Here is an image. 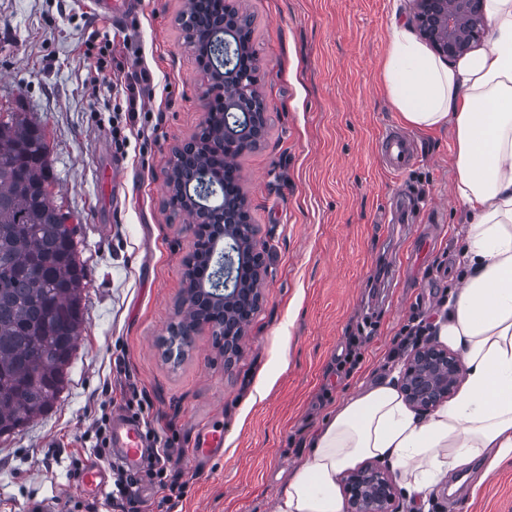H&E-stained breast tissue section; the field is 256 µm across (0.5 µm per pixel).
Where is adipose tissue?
Listing matches in <instances>:
<instances>
[{
    "label": "adipose tissue",
    "instance_id": "obj_1",
    "mask_svg": "<svg viewBox=\"0 0 512 512\" xmlns=\"http://www.w3.org/2000/svg\"><path fill=\"white\" fill-rule=\"evenodd\" d=\"M484 11L487 47L455 65L391 22L382 74L407 123L455 130L453 191L469 210L464 274L435 333L462 356L461 390L425 415L388 378L348 397L311 438L273 512H345L337 478L366 459L399 469L413 500L476 458L490 472L512 459V0H484Z\"/></svg>",
    "mask_w": 512,
    "mask_h": 512
}]
</instances>
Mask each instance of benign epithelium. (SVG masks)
Here are the masks:
<instances>
[{
  "instance_id": "7a95c632",
  "label": "benign epithelium",
  "mask_w": 512,
  "mask_h": 512,
  "mask_svg": "<svg viewBox=\"0 0 512 512\" xmlns=\"http://www.w3.org/2000/svg\"><path fill=\"white\" fill-rule=\"evenodd\" d=\"M237 0H224L221 38L224 55L213 56L206 42L210 36H198L186 30V39L208 75L203 94V121L224 112V125L217 134L224 139V152L238 157L259 145L265 125L267 103L262 111L249 112L246 106L258 96L259 71L251 67L254 54L251 36L247 35L248 16L236 6ZM483 0H410V21L430 48L444 60L456 61L478 47L486 34L488 20ZM235 52L245 59L248 70L231 68L227 57ZM171 192L194 210L216 195L208 179L199 187L171 182ZM236 200L226 206L230 215L226 224H193L190 226L194 249L186 261L191 267L206 243L212 248L206 255V270L198 280L212 281V298L224 315V347L240 349L248 322L240 321L250 309H258L262 299L264 277L268 273L265 251L259 244L257 229L250 224L248 203L242 187L236 188ZM216 330L213 320L199 318L180 333V344L186 345L197 330ZM461 374L458 356L433 342L416 347L409 354L399 384L405 400L417 411L426 413L450 400L456 393ZM346 512H395L397 488L382 469L366 467L348 474L345 481Z\"/></svg>"
}]
</instances>
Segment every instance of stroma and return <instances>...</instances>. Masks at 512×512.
<instances>
[{"label":"stroma","mask_w":512,"mask_h":512,"mask_svg":"<svg viewBox=\"0 0 512 512\" xmlns=\"http://www.w3.org/2000/svg\"><path fill=\"white\" fill-rule=\"evenodd\" d=\"M120 21L91 0H0V118L23 113L50 150V196L77 229L85 266V323L54 407L0 437V512H86L76 465L108 469L92 453V426L119 413L133 381L149 419L181 457L184 493L173 512H273L289 469L340 401L402 369L401 329L438 316L461 278L466 209L452 194V126L408 127L381 77L392 17L407 0H241L268 101L264 138L237 159L252 224L267 248L264 302L225 362L210 328L168 354L181 319L184 260L193 237L167 206L173 149L195 135L206 79L179 21L185 0H136ZM153 76L146 117L125 123L120 86L134 60ZM407 130L422 156L399 180L383 170L377 138ZM117 166L111 194L100 172ZM405 192L425 232L419 266L410 227L393 226ZM393 287L388 305L366 296ZM359 363L346 370L351 348ZM123 358L127 377L116 373ZM224 425V453L191 455L197 429ZM466 485L439 483L424 512H512V461Z\"/></svg>","instance_id":"35a3bbf8"}]
</instances>
